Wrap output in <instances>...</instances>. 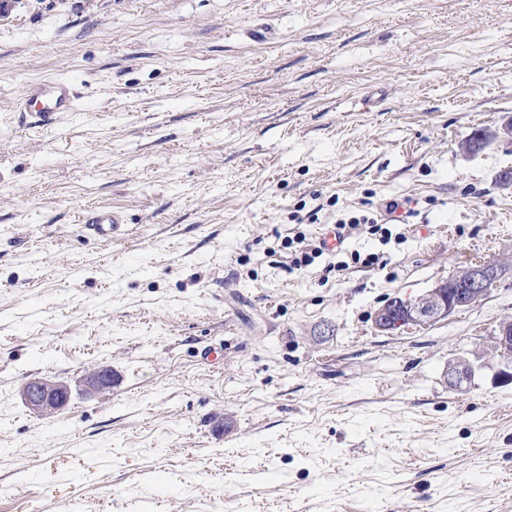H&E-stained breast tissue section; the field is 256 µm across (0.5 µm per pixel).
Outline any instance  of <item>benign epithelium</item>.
<instances>
[{
    "label": "benign epithelium",
    "mask_w": 512,
    "mask_h": 512,
    "mask_svg": "<svg viewBox=\"0 0 512 512\" xmlns=\"http://www.w3.org/2000/svg\"><path fill=\"white\" fill-rule=\"evenodd\" d=\"M512 271L505 263L471 265L458 270L448 281L438 285L414 302L399 298L387 301L376 315L379 329L388 331L407 324H429L445 319L454 312L470 307L484 299L491 289L487 285ZM493 357L499 359L503 369L499 375L512 379V320L499 323L491 347ZM476 365L464 358L448 363V383L453 388H462L471 383ZM85 384L92 392H102L112 387V371L96 368L85 377ZM26 406L35 414L50 416L70 400V390L60 382L46 377H33L20 389Z\"/></svg>",
    "instance_id": "1"
}]
</instances>
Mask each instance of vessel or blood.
<instances>
[{"instance_id": "1", "label": "vessel or blood", "mask_w": 512, "mask_h": 512, "mask_svg": "<svg viewBox=\"0 0 512 512\" xmlns=\"http://www.w3.org/2000/svg\"><path fill=\"white\" fill-rule=\"evenodd\" d=\"M79 93L75 84L61 77L40 78L27 84L18 98V111L33 112L40 126L57 124L60 116L76 111ZM123 218L118 212L98 209L83 216L84 229L92 235L109 241L117 237Z\"/></svg>"}]
</instances>
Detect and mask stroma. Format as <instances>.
<instances>
[{
  "label": "stroma",
  "instance_id": "stroma-1",
  "mask_svg": "<svg viewBox=\"0 0 512 512\" xmlns=\"http://www.w3.org/2000/svg\"><path fill=\"white\" fill-rule=\"evenodd\" d=\"M264 28L272 36L252 37ZM45 75L77 111L14 112ZM512 0H7L0 10V512H512ZM413 200L371 267L283 246ZM122 213V235L85 211ZM479 366L449 387L450 360ZM106 366L112 387L80 380ZM72 388L39 416L28 379ZM83 228L92 235L109 241L120 235L119 228L124 220L118 212L98 209L82 217ZM511 269L512 266L505 263L464 267L414 302L399 298L388 300L376 315V325L388 331L407 324H429L445 319L484 299L493 289L486 288L489 282L494 280V285ZM491 352L504 367L499 375L505 380L512 379V320L499 323Z\"/></svg>",
  "mask_w": 512,
  "mask_h": 512
}]
</instances>
